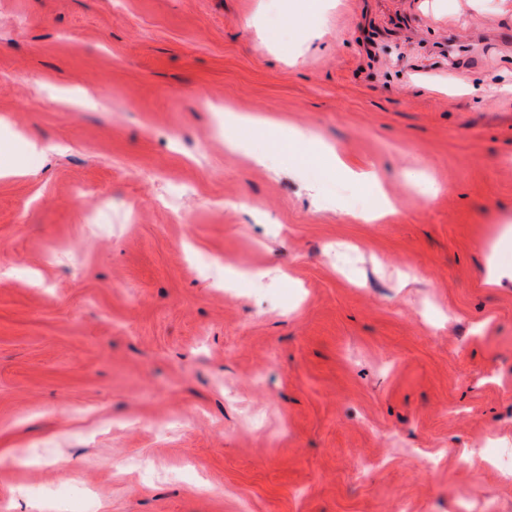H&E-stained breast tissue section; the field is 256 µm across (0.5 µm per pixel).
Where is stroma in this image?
I'll return each instance as SVG.
<instances>
[{
	"label": "stroma",
	"mask_w": 512,
	"mask_h": 512,
	"mask_svg": "<svg viewBox=\"0 0 512 512\" xmlns=\"http://www.w3.org/2000/svg\"><path fill=\"white\" fill-rule=\"evenodd\" d=\"M486 85L512 0H0V512H512ZM228 106L395 213L275 137L230 151ZM218 257L267 277L214 287ZM268 127L283 132L288 146L293 149L311 153L329 171H335L356 186L370 188L375 196L374 204L361 213L358 218L365 222L383 220L395 211V203L385 193L378 176L368 169H354L350 167L333 149L327 147L324 142L312 131L302 128H289L280 125L272 119H262L256 123V127Z\"/></svg>",
	"instance_id": "stroma-1"
}]
</instances>
